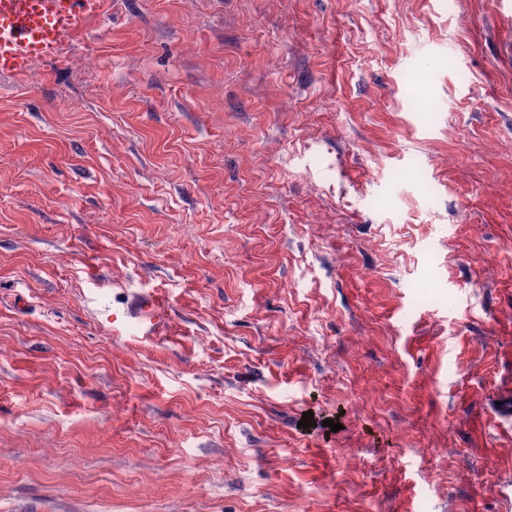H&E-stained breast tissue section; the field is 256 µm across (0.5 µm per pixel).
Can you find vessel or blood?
Instances as JSON below:
<instances>
[{
	"label": "vessel or blood",
	"mask_w": 512,
	"mask_h": 512,
	"mask_svg": "<svg viewBox=\"0 0 512 512\" xmlns=\"http://www.w3.org/2000/svg\"><path fill=\"white\" fill-rule=\"evenodd\" d=\"M100 0H0V69L26 75L37 57L59 55Z\"/></svg>",
	"instance_id": "1"
}]
</instances>
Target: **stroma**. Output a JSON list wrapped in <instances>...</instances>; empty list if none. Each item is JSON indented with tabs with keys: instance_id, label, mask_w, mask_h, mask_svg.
<instances>
[{
	"instance_id": "35a3bbf8",
	"label": "stroma",
	"mask_w": 512,
	"mask_h": 512,
	"mask_svg": "<svg viewBox=\"0 0 512 512\" xmlns=\"http://www.w3.org/2000/svg\"><path fill=\"white\" fill-rule=\"evenodd\" d=\"M510 241L512 0H101L0 72V512H512Z\"/></svg>"
}]
</instances>
